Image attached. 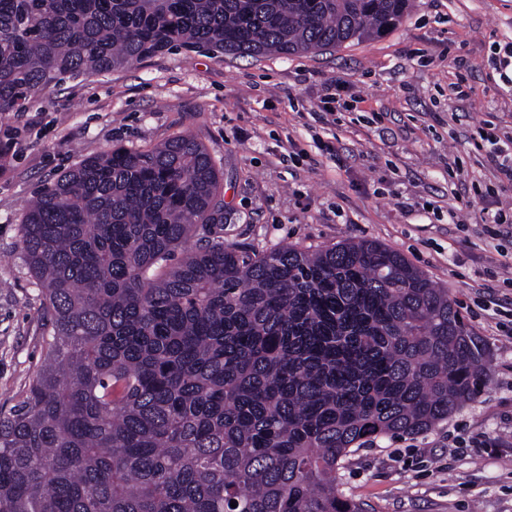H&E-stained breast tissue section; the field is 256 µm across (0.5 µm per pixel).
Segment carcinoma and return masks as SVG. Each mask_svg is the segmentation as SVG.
Here are the masks:
<instances>
[{
    "label": "carcinoma",
    "instance_id": "carcinoma-1",
    "mask_svg": "<svg viewBox=\"0 0 512 512\" xmlns=\"http://www.w3.org/2000/svg\"><path fill=\"white\" fill-rule=\"evenodd\" d=\"M410 0H0V113L172 48L318 54ZM220 171L173 136L81 160L27 208L52 333L0 408V512H362L342 461L472 400L486 349L374 241L224 244ZM237 502V507L230 506Z\"/></svg>",
    "mask_w": 512,
    "mask_h": 512
}]
</instances>
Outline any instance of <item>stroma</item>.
I'll return each mask as SVG.
<instances>
[{"mask_svg":"<svg viewBox=\"0 0 512 512\" xmlns=\"http://www.w3.org/2000/svg\"><path fill=\"white\" fill-rule=\"evenodd\" d=\"M512 133V0H413L395 30L259 60L173 49L68 79L0 114V407L22 399L50 329L19 226L38 192L116 146L188 135L222 173L224 242L343 240L400 253L488 351L481 392L432 429L348 456L366 512H512V213L488 158Z\"/></svg>","mask_w":512,"mask_h":512,"instance_id":"35a3bbf8","label":"stroma"}]
</instances>
